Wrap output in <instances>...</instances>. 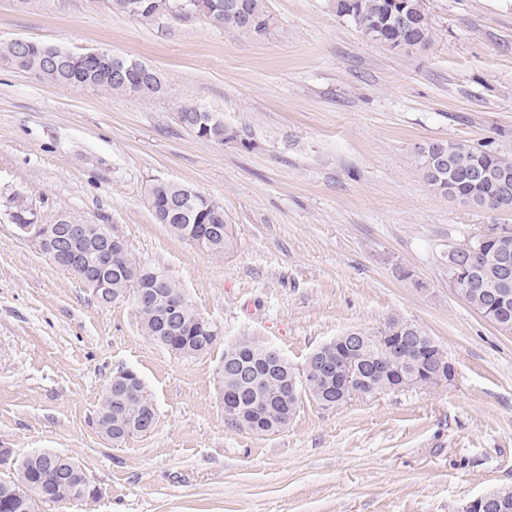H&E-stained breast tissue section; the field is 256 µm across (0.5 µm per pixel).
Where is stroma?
I'll list each match as a JSON object with an SVG mask.
<instances>
[{
	"label": "stroma",
	"mask_w": 512,
	"mask_h": 512,
	"mask_svg": "<svg viewBox=\"0 0 512 512\" xmlns=\"http://www.w3.org/2000/svg\"><path fill=\"white\" fill-rule=\"evenodd\" d=\"M263 37L193 15L145 23L107 0H0V41L105 48L155 68L167 94L56 86L0 62V480L27 456L74 458L101 490L37 512H465L512 487V334L458 295L447 254L492 212L445 198L419 145L462 141L512 157V0H425L427 48L373 41L333 0H263ZM191 104L234 138L200 139ZM188 184L219 202L232 244L216 257L157 223L149 192ZM100 224L175 279L221 330L177 357L144 336L132 300L104 304L10 217ZM410 278H402V271ZM421 326L451 380L335 407L304 401L285 430L232 427L217 371L249 336L297 369L350 330ZM140 376L153 430L115 445L96 425L103 391Z\"/></svg>",
	"instance_id": "obj_1"
}]
</instances>
